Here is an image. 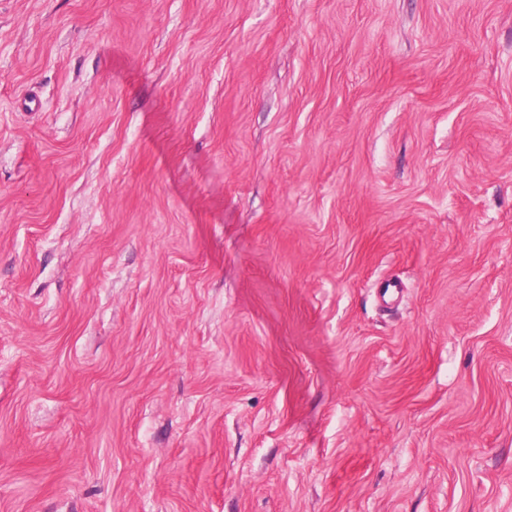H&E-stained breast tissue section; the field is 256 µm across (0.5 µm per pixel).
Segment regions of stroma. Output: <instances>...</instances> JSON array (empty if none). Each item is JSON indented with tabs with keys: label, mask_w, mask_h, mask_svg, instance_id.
I'll list each match as a JSON object with an SVG mask.
<instances>
[{
	"label": "stroma",
	"mask_w": 512,
	"mask_h": 512,
	"mask_svg": "<svg viewBox=\"0 0 512 512\" xmlns=\"http://www.w3.org/2000/svg\"><path fill=\"white\" fill-rule=\"evenodd\" d=\"M0 512H512V0H0Z\"/></svg>",
	"instance_id": "obj_1"
}]
</instances>
